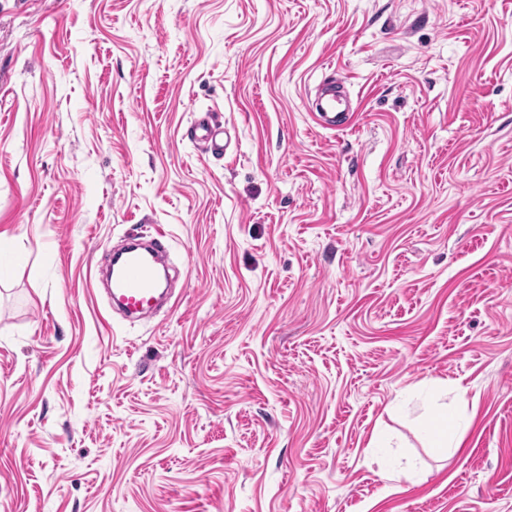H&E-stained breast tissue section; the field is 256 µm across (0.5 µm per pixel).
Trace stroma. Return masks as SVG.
Wrapping results in <instances>:
<instances>
[{"label":"stroma","mask_w":512,"mask_h":512,"mask_svg":"<svg viewBox=\"0 0 512 512\" xmlns=\"http://www.w3.org/2000/svg\"><path fill=\"white\" fill-rule=\"evenodd\" d=\"M0 512H512V0H0ZM324 90V86L320 87L317 93L321 112H313V117L317 124L323 128L336 130L349 125L352 118H356L357 113L336 112V107L342 102L339 95L336 94V86L328 88L325 92ZM337 116H342L343 118L337 120ZM192 141L202 144L212 155H224V127L212 125L208 119L197 120L188 130ZM166 241L165 231L158 230L147 249L131 243L114 256L112 301L129 319L150 313L159 304L156 262L168 254ZM428 438L430 440L429 447L435 448L438 453L445 455L446 457L448 454L453 453L458 447L453 441L454 433L452 426L449 430L447 425L442 428H430L428 431Z\"/></svg>","instance_id":"1"}]
</instances>
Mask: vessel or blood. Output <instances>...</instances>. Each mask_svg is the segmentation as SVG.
I'll list each match as a JSON object with an SVG mask.
<instances>
[{"instance_id":"1","label":"vessel or blood","mask_w":512,"mask_h":512,"mask_svg":"<svg viewBox=\"0 0 512 512\" xmlns=\"http://www.w3.org/2000/svg\"><path fill=\"white\" fill-rule=\"evenodd\" d=\"M320 110L314 119L324 128L337 129L349 125L352 113L337 114L341 99L335 88L319 92ZM192 141L202 144L207 152L220 156L224 153V129L211 124L208 119L197 120L189 129ZM167 235L157 231L148 247L132 243L123 248L113 259V303L130 319L141 317L155 310L159 304V282L156 270L158 260L167 255Z\"/></svg>"}]
</instances>
